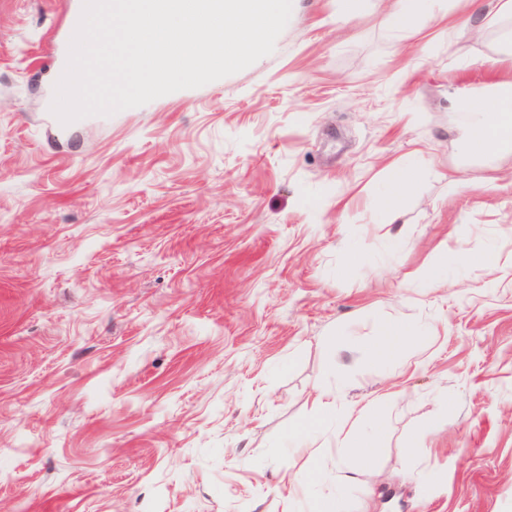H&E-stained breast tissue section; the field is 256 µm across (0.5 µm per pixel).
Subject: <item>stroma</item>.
Listing matches in <instances>:
<instances>
[{
	"mask_svg": "<svg viewBox=\"0 0 512 512\" xmlns=\"http://www.w3.org/2000/svg\"><path fill=\"white\" fill-rule=\"evenodd\" d=\"M388 2L294 0L258 63L65 125L80 0H0V512H282L283 474L336 475L288 443L325 387L395 396L340 512H512V152L448 109L512 61ZM392 321L440 333L380 364ZM428 2L430 1L394 0L385 14V22L395 30L404 29L425 12ZM416 175V171L410 167H398L395 169L386 186L385 195L387 201L408 194L414 186Z\"/></svg>",
	"mask_w": 512,
	"mask_h": 512,
	"instance_id": "35a3bbf8",
	"label": "stroma"
}]
</instances>
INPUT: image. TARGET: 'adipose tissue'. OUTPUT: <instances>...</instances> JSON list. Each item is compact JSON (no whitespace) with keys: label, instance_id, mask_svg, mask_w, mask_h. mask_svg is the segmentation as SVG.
I'll return each mask as SVG.
<instances>
[{"label":"adipose tissue","instance_id":"obj_1","mask_svg":"<svg viewBox=\"0 0 512 512\" xmlns=\"http://www.w3.org/2000/svg\"><path fill=\"white\" fill-rule=\"evenodd\" d=\"M448 109L465 113L463 149L467 154L482 156L492 152L512 150V86L497 89L480 101L449 96ZM314 416L300 429L294 445L298 451L311 448V435H331L337 447L348 456L367 461L377 435L386 424L374 409L350 404L344 417L336 415V399L329 393H317L313 399Z\"/></svg>","mask_w":512,"mask_h":512}]
</instances>
